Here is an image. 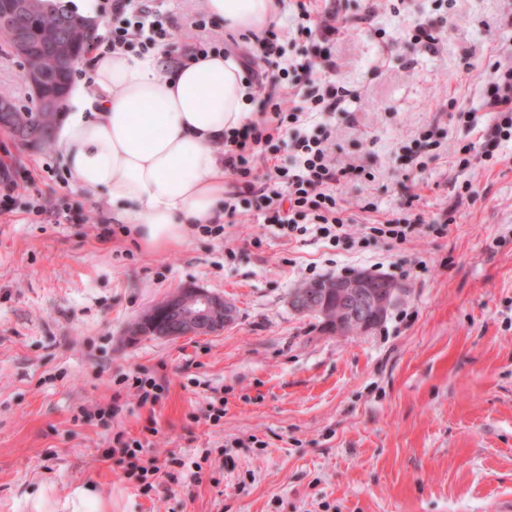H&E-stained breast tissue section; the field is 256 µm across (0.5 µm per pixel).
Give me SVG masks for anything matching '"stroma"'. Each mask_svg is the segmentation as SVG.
Returning a JSON list of instances; mask_svg holds the SVG:
<instances>
[{"mask_svg": "<svg viewBox=\"0 0 512 512\" xmlns=\"http://www.w3.org/2000/svg\"><path fill=\"white\" fill-rule=\"evenodd\" d=\"M391 4L311 0L349 18L336 78L358 96L334 154L362 172L338 193L357 224L365 203L389 211L419 195L427 223L406 245L290 242L262 235L253 211L159 256L120 232L103 242L85 217L109 213L106 198L71 188L54 147L24 151L0 133V175L19 184L0 212V512H75L79 488L97 512H493L512 500V146L490 168L448 157L467 141L449 98L480 111L494 63L512 62V0H413L397 16ZM420 17L441 30L436 52L404 40ZM430 126L444 138L416 175L407 158ZM465 180L475 199L460 203ZM34 196L45 214L29 213ZM453 203L456 223L433 230ZM414 252L427 273L401 280L368 333H326L290 305L313 274L389 273ZM189 285L232 300L235 322L136 334ZM128 374L164 384L159 400L140 405ZM115 399L122 412L100 416ZM119 432L142 451L104 457ZM151 464L162 472L148 492Z\"/></svg>", "mask_w": 512, "mask_h": 512, "instance_id": "1", "label": "stroma"}]
</instances>
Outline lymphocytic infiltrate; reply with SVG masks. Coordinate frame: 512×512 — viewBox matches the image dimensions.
<instances>
[{
    "mask_svg": "<svg viewBox=\"0 0 512 512\" xmlns=\"http://www.w3.org/2000/svg\"><path fill=\"white\" fill-rule=\"evenodd\" d=\"M111 8L112 25L94 47L98 58L122 52L145 55L172 47L178 39L176 21L161 8L145 6L141 0H112ZM345 29L338 11L316 18L305 0H292L287 29L270 27L246 54L244 68L251 88L263 90L265 67L275 63L290 77L291 91L284 101L265 95L259 119L225 134L224 169L243 178L244 185L225 198L224 215L231 219L239 210L256 209L263 231L289 241L310 235L335 248L378 239L404 245L425 223L413 200L354 234L336 195L337 185L356 170L355 165L337 162L331 151L336 116L354 96L334 80L335 46ZM289 45L296 50L291 58L285 55ZM483 106L491 114L485 125L476 112L460 109L454 114L465 132L480 134L478 141L456 149L458 169H468L476 161L492 163L494 149L512 143V65H494ZM281 137L288 140L289 164L275 165L274 177L253 179L254 160Z\"/></svg>",
    "mask_w": 512,
    "mask_h": 512,
    "instance_id": "1",
    "label": "lymphocytic infiltrate"
}]
</instances>
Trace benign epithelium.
I'll return each mask as SVG.
<instances>
[{
    "label": "benign epithelium",
    "instance_id": "obj_1",
    "mask_svg": "<svg viewBox=\"0 0 512 512\" xmlns=\"http://www.w3.org/2000/svg\"><path fill=\"white\" fill-rule=\"evenodd\" d=\"M38 6V0H0V25L14 30L18 50L32 59L23 73V81L34 95L39 107L51 111L65 108L66 92L55 79L63 65L74 63L72 56L62 53V43L54 31L45 32L37 41L28 30L16 24L18 17L28 14ZM96 22L84 20L69 27L68 37L79 42L90 37ZM0 132L9 136L18 146L37 149L46 145L40 128L32 123L11 125L0 121ZM327 288L336 292L340 310L333 311L327 303H315L309 293L301 291L291 296L290 304L301 314H311L321 319L322 329L336 335L364 333L376 327L398 300L399 285L389 278L361 271L347 279H334ZM168 311L179 312V324L171 328L160 324L161 314L152 312L155 319L148 325L154 335L165 338L206 336L224 328L236 315L230 301L203 288L188 287L170 298Z\"/></svg>",
    "mask_w": 512,
    "mask_h": 512
}]
</instances>
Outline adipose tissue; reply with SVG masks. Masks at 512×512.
Masks as SVG:
<instances>
[{"mask_svg":"<svg viewBox=\"0 0 512 512\" xmlns=\"http://www.w3.org/2000/svg\"><path fill=\"white\" fill-rule=\"evenodd\" d=\"M212 17L250 37L276 18L277 0H204ZM92 89L64 120L58 144L74 187L104 192L132 242L156 253L185 243L192 224L222 212L224 133L255 105L233 56L168 66L164 53L96 62Z\"/></svg>","mask_w":512,"mask_h":512,"instance_id":"adipose-tissue-1","label":"adipose tissue"}]
</instances>
